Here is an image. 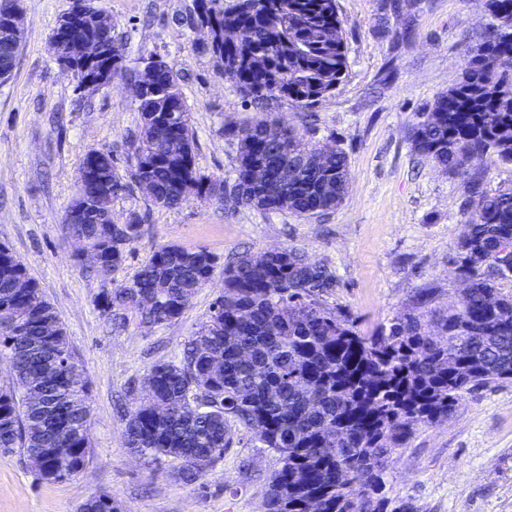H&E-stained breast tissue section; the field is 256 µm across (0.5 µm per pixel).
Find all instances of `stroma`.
Wrapping results in <instances>:
<instances>
[{
    "instance_id": "stroma-1",
    "label": "stroma",
    "mask_w": 512,
    "mask_h": 512,
    "mask_svg": "<svg viewBox=\"0 0 512 512\" xmlns=\"http://www.w3.org/2000/svg\"><path fill=\"white\" fill-rule=\"evenodd\" d=\"M98 4L112 17L125 70L158 56L174 66L202 174L225 178L234 167L225 127L272 112L285 125L316 127V142L347 153L349 191L336 210L305 219L285 210L228 211L194 195L164 208L132 186L113 199L112 215L123 223L138 213L141 235L110 279L91 276L62 219L88 151L110 149L117 173L130 181L139 114L124 79L80 94L56 64L49 38L72 0H23L25 38L12 76L0 83V245L27 265L55 307L92 410L89 462L73 480H42L20 452H0V512H78L94 495L111 496L119 512H262L279 463L257 437L189 482L176 464H154L128 448L125 416L144 396L147 370L180 352L208 321L224 265L239 254L292 247L329 258L337 286L321 302L365 333L415 312L423 289H434L435 305H447L458 286L468 187L418 156L410 129L460 77L489 18L483 0H338L349 68L332 95L305 107L242 99L205 32L191 24L193 0ZM168 243L210 251V282L180 318L152 330L107 319L104 293L129 284ZM384 481L387 512H512V381L465 395L448 418L419 427L389 461Z\"/></svg>"
}]
</instances>
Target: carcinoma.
<instances>
[{"label":"carcinoma","mask_w":512,"mask_h":512,"mask_svg":"<svg viewBox=\"0 0 512 512\" xmlns=\"http://www.w3.org/2000/svg\"><path fill=\"white\" fill-rule=\"evenodd\" d=\"M197 22L214 18L223 30L242 32L224 46L221 69L236 92L251 100L285 98L311 106L331 95L348 71V45L337 0H267L264 11L244 0H201ZM491 22L470 50L460 80L438 94L411 131L414 149L448 176L467 180V231L458 246L462 288L442 309L425 292L419 311L371 334L349 317L325 308L320 297L336 277L328 259L312 260L294 248L264 262L245 253L224 266V296L173 360L150 367L146 402L129 412L127 444L154 460L180 464L188 481L255 425L279 456L265 512H303L311 498L320 512H384L383 473L391 456L422 425L447 416L466 394L512 380V188L490 193L475 165L493 155L512 165V0H485ZM159 81L181 103L148 120L156 102L133 98L140 114L135 149L151 167L155 204L181 203L180 183L232 209L287 210L300 217L338 208L349 183V161L340 148L322 152L311 130L284 127L258 117L229 131L237 141L229 202L224 179L200 173L193 150L191 113L177 72ZM99 168L112 197L128 184L116 173L112 153L85 155ZM264 166L277 192L249 182L251 164ZM67 237H83L108 250L105 224H63ZM126 255L90 267L107 278ZM215 259L202 247L157 246L134 280L104 294L102 312L129 317L142 328L178 319L183 298L203 287ZM434 324L435 338L428 331ZM54 336L46 339L44 333ZM14 379L0 387V451L22 450L41 479L64 482L89 461L90 397L64 324L27 266L0 246V355ZM223 360L213 374L210 356Z\"/></svg>","instance_id":"carcinoma-1"}]
</instances>
